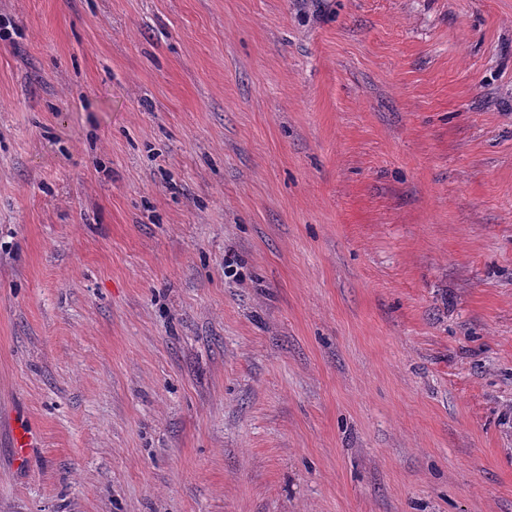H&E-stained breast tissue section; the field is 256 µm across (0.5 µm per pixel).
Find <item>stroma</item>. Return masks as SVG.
I'll return each mask as SVG.
<instances>
[{
	"label": "stroma",
	"instance_id": "obj_1",
	"mask_svg": "<svg viewBox=\"0 0 512 512\" xmlns=\"http://www.w3.org/2000/svg\"><path fill=\"white\" fill-rule=\"evenodd\" d=\"M0 512H512V0H0Z\"/></svg>",
	"mask_w": 512,
	"mask_h": 512
}]
</instances>
